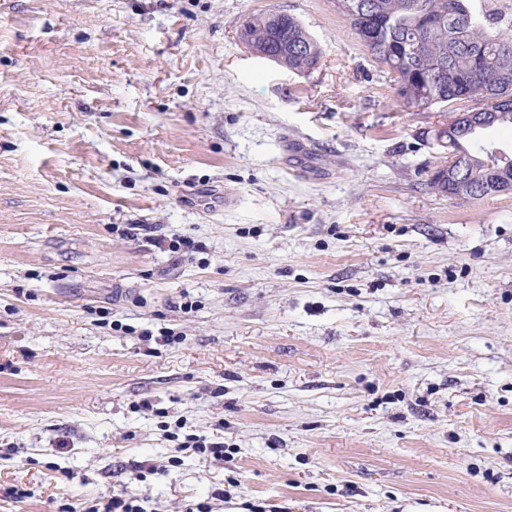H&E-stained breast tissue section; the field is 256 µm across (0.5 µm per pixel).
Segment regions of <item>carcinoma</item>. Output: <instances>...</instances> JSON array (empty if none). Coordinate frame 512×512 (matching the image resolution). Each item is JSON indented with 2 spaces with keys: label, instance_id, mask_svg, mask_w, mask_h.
Instances as JSON below:
<instances>
[{
  "label": "carcinoma",
  "instance_id": "carcinoma-1",
  "mask_svg": "<svg viewBox=\"0 0 512 512\" xmlns=\"http://www.w3.org/2000/svg\"><path fill=\"white\" fill-rule=\"evenodd\" d=\"M499 0H335L370 56L390 75L397 98L417 112L448 113L451 131L439 136L458 156L460 173L438 167L428 189L459 199H483L508 188V153L484 139L512 128V19ZM240 39L254 55L291 72L317 67L322 51L302 22L265 10L244 21ZM497 101L490 118H460L476 105Z\"/></svg>",
  "mask_w": 512,
  "mask_h": 512
}]
</instances>
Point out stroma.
I'll list each match as a JSON object with an SVG mask.
<instances>
[{"instance_id":"1","label":"stroma","mask_w":512,"mask_h":512,"mask_svg":"<svg viewBox=\"0 0 512 512\" xmlns=\"http://www.w3.org/2000/svg\"><path fill=\"white\" fill-rule=\"evenodd\" d=\"M443 120L333 0H0V512H512V194L426 187ZM240 39L254 55L298 74L315 69L322 55L318 42L297 17L271 9L248 16ZM181 448H184L183 450L191 448L196 453L204 455L207 453L214 458L222 460H224V458L230 459V457L225 454L227 451L226 448H224V441H207L206 438L188 436V438L182 442ZM140 498L128 487H122L117 491L113 490L111 495L100 497L85 507L86 512H143L139 504Z\"/></svg>"}]
</instances>
